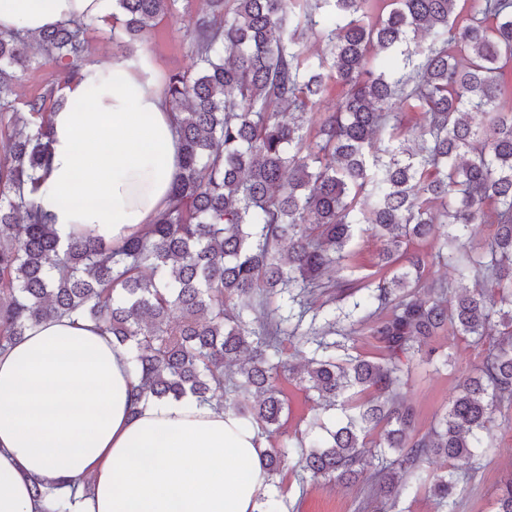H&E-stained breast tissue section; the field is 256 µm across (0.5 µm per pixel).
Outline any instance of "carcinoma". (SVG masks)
Wrapping results in <instances>:
<instances>
[{
	"instance_id": "carcinoma-1",
	"label": "carcinoma",
	"mask_w": 512,
	"mask_h": 512,
	"mask_svg": "<svg viewBox=\"0 0 512 512\" xmlns=\"http://www.w3.org/2000/svg\"><path fill=\"white\" fill-rule=\"evenodd\" d=\"M179 0H115L129 55ZM203 0L192 18L197 69L166 85L183 163L167 210L114 249L62 241L32 195L48 164L50 112L80 76L87 27L0 32V351L34 324L78 315L127 347L136 398L216 401L267 437L288 402L282 374L318 412L265 454L267 481L297 449L301 480L365 475L394 508L421 491L454 512L458 478L430 459L472 460L512 419V0ZM325 45L313 57L307 41ZM39 59L57 79L18 102ZM333 112L312 108L332 86ZM417 112L420 131L405 113ZM492 224L483 236L479 227ZM382 243L379 279L337 276L357 232ZM432 237L431 254L409 250ZM445 261L455 282L431 276ZM352 300L320 326L306 310ZM366 332L377 357L329 335ZM467 336L486 352L429 431L402 395L422 344ZM286 336L309 350L295 365ZM244 389L253 400L227 394ZM34 497L71 499L38 482ZM257 512L287 500L259 494ZM512 512V481L496 497Z\"/></svg>"
}]
</instances>
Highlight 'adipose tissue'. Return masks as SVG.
Returning a JSON list of instances; mask_svg holds the SVG:
<instances>
[{"label":"adipose tissue","instance_id":"adipose-tissue-1","mask_svg":"<svg viewBox=\"0 0 512 512\" xmlns=\"http://www.w3.org/2000/svg\"><path fill=\"white\" fill-rule=\"evenodd\" d=\"M112 12V0H0V31ZM64 93L36 201L61 238L121 246L166 210L181 165L166 86L140 54L84 62ZM137 384L126 348L84 318L43 320L0 353V512H44L33 483L78 476L71 512H255L263 439L192 396L135 399Z\"/></svg>","mask_w":512,"mask_h":512}]
</instances>
